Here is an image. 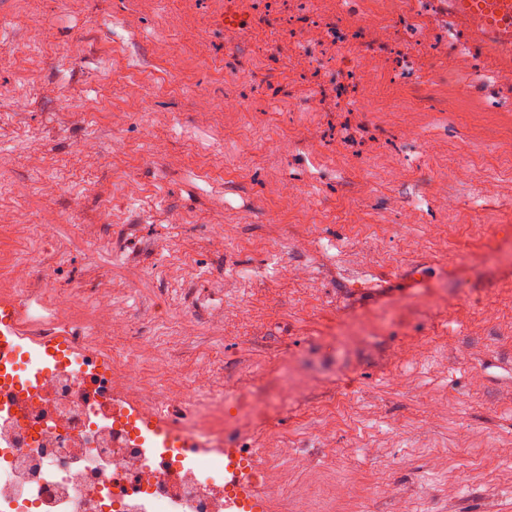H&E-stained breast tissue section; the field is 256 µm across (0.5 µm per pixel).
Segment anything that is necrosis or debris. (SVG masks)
Returning a JSON list of instances; mask_svg holds the SVG:
<instances>
[{
  "label": "necrosis or debris",
  "mask_w": 512,
  "mask_h": 512,
  "mask_svg": "<svg viewBox=\"0 0 512 512\" xmlns=\"http://www.w3.org/2000/svg\"><path fill=\"white\" fill-rule=\"evenodd\" d=\"M321 52L303 56V66L321 81L358 80L355 60L368 53L386 57L436 58L441 40L410 41L389 31L377 14L355 29L327 28ZM78 357H48L19 351L0 366L21 378L16 396L27 413L0 408V507L6 512H224L223 456L187 459L169 450L151 462L137 446L136 432L115 434L96 407L107 385L92 383L87 359L97 344L72 338Z\"/></svg>",
  "instance_id": "obj_1"
}]
</instances>
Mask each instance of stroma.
Listing matches in <instances>:
<instances>
[{
    "label": "stroma",
    "instance_id": "1",
    "mask_svg": "<svg viewBox=\"0 0 512 512\" xmlns=\"http://www.w3.org/2000/svg\"><path fill=\"white\" fill-rule=\"evenodd\" d=\"M318 8L448 54L415 80L357 58L339 112L284 9L0 0V280L116 389L210 369L199 436L257 456L271 512H512V83L445 0Z\"/></svg>",
    "mask_w": 512,
    "mask_h": 512
}]
</instances>
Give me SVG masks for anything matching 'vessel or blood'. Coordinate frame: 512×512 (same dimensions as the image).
<instances>
[{"instance_id":"1","label":"vessel or blood","mask_w":512,"mask_h":512,"mask_svg":"<svg viewBox=\"0 0 512 512\" xmlns=\"http://www.w3.org/2000/svg\"><path fill=\"white\" fill-rule=\"evenodd\" d=\"M458 23L482 42L497 59L502 75L512 74V0H449ZM27 333L14 295L0 291V351L15 354ZM112 403L123 406L130 421L142 422L151 437L170 441L174 422L163 410L142 409L130 396L113 393ZM257 464L239 449L224 450L225 512H269L268 497L257 482Z\"/></svg>"}]
</instances>
